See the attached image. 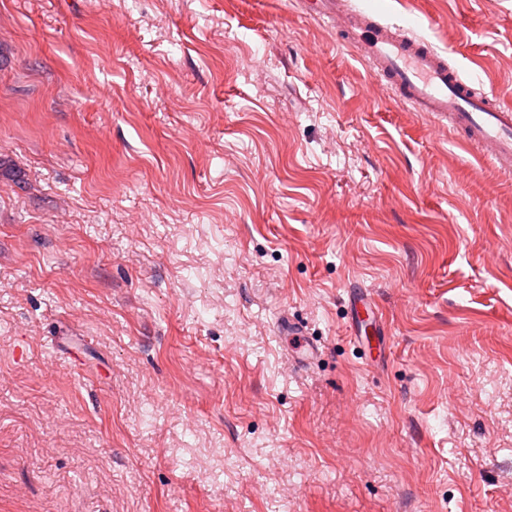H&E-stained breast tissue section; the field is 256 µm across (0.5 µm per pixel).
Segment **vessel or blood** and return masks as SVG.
<instances>
[{
  "instance_id": "obj_1",
  "label": "vessel or blood",
  "mask_w": 512,
  "mask_h": 512,
  "mask_svg": "<svg viewBox=\"0 0 512 512\" xmlns=\"http://www.w3.org/2000/svg\"><path fill=\"white\" fill-rule=\"evenodd\" d=\"M350 0H306V10L329 19L348 42L361 46L373 75L385 80L412 111L447 122L492 171L512 172V104L479 93L448 60L447 52L381 24L367 8Z\"/></svg>"
}]
</instances>
